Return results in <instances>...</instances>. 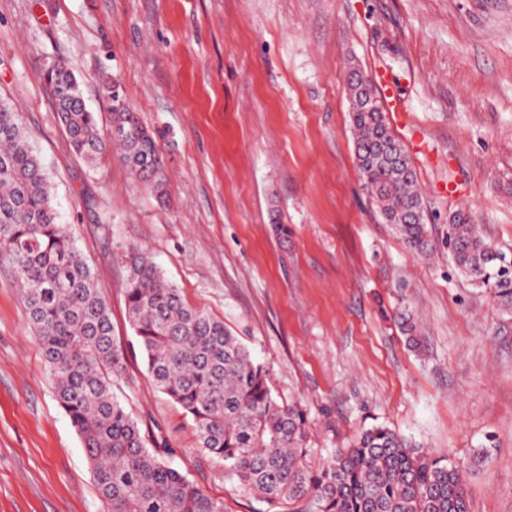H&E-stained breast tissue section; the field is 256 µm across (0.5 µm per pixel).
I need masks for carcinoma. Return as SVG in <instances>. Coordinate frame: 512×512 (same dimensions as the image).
I'll return each mask as SVG.
<instances>
[{
    "instance_id": "obj_1",
    "label": "carcinoma",
    "mask_w": 512,
    "mask_h": 512,
    "mask_svg": "<svg viewBox=\"0 0 512 512\" xmlns=\"http://www.w3.org/2000/svg\"><path fill=\"white\" fill-rule=\"evenodd\" d=\"M46 80L77 155L95 161L116 143L134 176L166 194L156 137L116 84L105 87L112 118L104 131L66 62L55 63ZM347 92L363 189L408 247L426 256L432 240L410 159L368 77L351 71ZM448 252L472 285L512 312V259L462 209L449 218ZM0 257L14 268L56 399L81 439L104 512H224L222 499L166 462L174 449L148 447L114 396L126 379V352L112 335L110 310L73 233L58 222L51 182L19 113L2 99ZM126 309L155 387L191 419L198 450L223 461L224 475L239 488L286 504L289 512H469L463 465L419 449L387 426L364 429L350 447L314 465L301 406L278 400L268 371L224 320L188 305L137 249L129 255ZM397 324L408 344L419 347L409 305L397 313Z\"/></svg>"
}]
</instances>
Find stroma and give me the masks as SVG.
<instances>
[{"label":"stroma","instance_id":"obj_1","mask_svg":"<svg viewBox=\"0 0 512 512\" xmlns=\"http://www.w3.org/2000/svg\"><path fill=\"white\" fill-rule=\"evenodd\" d=\"M60 60L101 127L112 80L156 132L166 198L115 150L94 162L73 152L45 77ZM353 67L370 78L385 69L404 107L387 120L422 193L428 256L362 188ZM1 96L129 348L118 397L150 447L175 448L171 465L225 512L270 507L197 451L190 418L147 374L125 305L131 247L152 253L188 304L223 319L278 400L301 404L316 461L384 424L466 465L470 512H512V314L458 271L447 245L448 218L464 209L512 257V0H0ZM402 301L421 325L417 352L391 320ZM485 449L489 463H477ZM0 512H103L6 263Z\"/></svg>","mask_w":512,"mask_h":512}]
</instances>
